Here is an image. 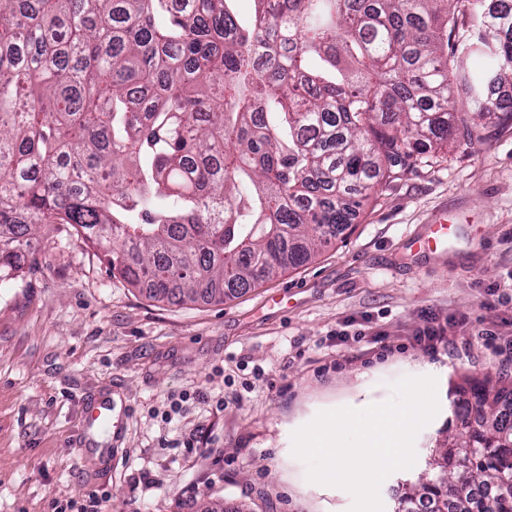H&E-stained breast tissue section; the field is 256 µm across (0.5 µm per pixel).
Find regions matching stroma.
<instances>
[{"mask_svg":"<svg viewBox=\"0 0 512 512\" xmlns=\"http://www.w3.org/2000/svg\"><path fill=\"white\" fill-rule=\"evenodd\" d=\"M445 213L455 236L418 252ZM38 258L0 283V512L88 492L98 512H349L350 493L308 481L293 432L433 376L440 410L416 463L380 489L392 512L453 432L462 379L512 375V125L380 186L311 262L221 302L149 298L68 224ZM431 323L448 328L433 349L414 339ZM88 397L111 400L121 434L85 424Z\"/></svg>","mask_w":512,"mask_h":512,"instance_id":"35a3bbf8","label":"stroma"}]
</instances>
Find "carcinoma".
I'll return each instance as SVG.
<instances>
[{"label": "carcinoma", "instance_id": "1", "mask_svg": "<svg viewBox=\"0 0 512 512\" xmlns=\"http://www.w3.org/2000/svg\"><path fill=\"white\" fill-rule=\"evenodd\" d=\"M0 0V281L69 224L114 275L222 300L309 262L376 186L512 123L505 0ZM395 512H512V380L466 378Z\"/></svg>", "mask_w": 512, "mask_h": 512}]
</instances>
